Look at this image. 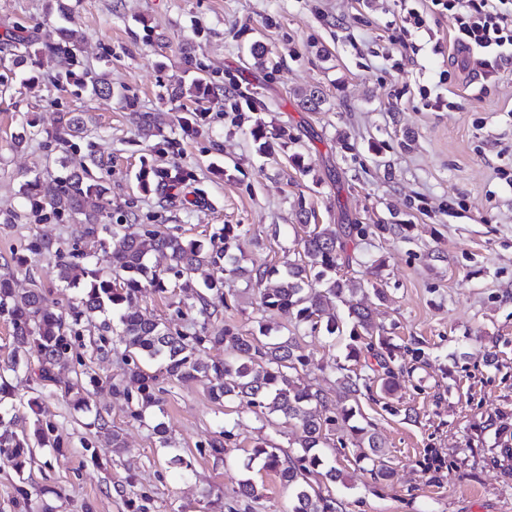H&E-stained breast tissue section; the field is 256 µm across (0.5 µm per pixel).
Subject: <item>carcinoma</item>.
Instances as JSON below:
<instances>
[{"label": "carcinoma", "mask_w": 512, "mask_h": 512, "mask_svg": "<svg viewBox=\"0 0 512 512\" xmlns=\"http://www.w3.org/2000/svg\"><path fill=\"white\" fill-rule=\"evenodd\" d=\"M56 38L38 43L21 34H13L11 42L18 52L15 62L40 63L46 52L73 59L71 49L81 36L68 27L55 28ZM50 83L55 88L73 86L90 88L94 93H112L102 77H79L71 68L57 72ZM82 119L70 112L59 113L53 142L61 153L60 166L65 167L80 152L78 141L84 138ZM109 182L91 175L85 164L71 168L65 176H35L21 184L23 214L11 212L4 222L13 223L24 217L42 221L52 214L65 216L76 224L75 243L69 247L50 239L35 238L27 245L34 256L54 260L59 281L80 288L77 305L70 313H58L55 302L43 289L24 292L14 288L13 279L0 276V315L9 319L13 328V356L8 369L15 372L37 360L38 380L48 385L55 382L54 367L64 361L70 346L69 337L79 335L76 326L82 319L96 314L118 312L117 343L124 346L123 361L129 365L125 377L111 384L112 393L131 403V414L141 417L142 411L158 406L161 399L156 388L159 378L180 382L205 381L211 399L245 400L255 408L259 418L279 417L296 428V436L288 443L290 450L265 442L253 450L251 460L260 459L264 468L275 472L290 493V512H342V502L323 494L320 481L335 483L342 473L326 465L324 448L331 429H343L355 416L361 415L364 399L375 400L393 396L399 375L405 366L399 363L400 347L390 344L380 334L374 311L356 299L360 288L352 278L338 275L341 258L359 260L347 253V238L356 233L366 236L368 228L361 224H303L300 261L282 269L266 268L246 272L237 265L235 250L240 248V235L224 226V248L210 252L197 240L187 239L155 224L146 225L138 233L125 232L122 224H108L112 199ZM97 242L111 251L112 265L122 282L89 268L90 254L78 248V242ZM163 256L170 266L159 269L153 262ZM204 269L212 270L203 280L205 293L194 296L189 310L208 320L218 314L219 307H228L224 295V278L215 273L246 274L257 288L261 312L274 315L286 312L294 316L296 327L304 328L302 336H270L260 339L244 336L236 328L225 326L207 331L185 332L173 329L158 320L144 318L137 301L149 291L168 288L171 273L177 278H191ZM347 308L351 319L345 359L364 361V370L355 371L336 364V395L329 397L307 380L308 360L302 354L304 337L316 335L339 338L342 326L333 303ZM208 349L224 352V357L205 361L200 352ZM158 369H152V366ZM76 410L90 408L83 386L75 382L65 389ZM14 419L0 414V457L22 468L31 453L27 436L12 429ZM351 438L339 439L341 446H353L360 460L371 464V477L376 481L389 479L393 471L386 464L384 442L371 427L350 426ZM237 498L252 501L260 497L257 484L250 478L239 481Z\"/></svg>", "instance_id": "obj_1"}]
</instances>
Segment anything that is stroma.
<instances>
[{"label": "stroma", "mask_w": 512, "mask_h": 512, "mask_svg": "<svg viewBox=\"0 0 512 512\" xmlns=\"http://www.w3.org/2000/svg\"><path fill=\"white\" fill-rule=\"evenodd\" d=\"M67 2L62 21L55 0H0V275H13L19 289L43 285L59 311L77 303L78 289L64 287L52 260L16 264L34 238L72 243L73 224L4 221L21 210L27 176L57 172L49 133L62 111L81 114L92 131L82 153L112 159L113 217L135 213L139 223L164 225L211 250L222 248L223 226H235L245 269L299 259L300 210L319 224L367 225V236L349 247L366 263L384 264L367 281L387 302L373 292L365 300L408 366L391 409L362 403L394 477L371 480L332 432L326 454L343 481L331 493L343 512H512V456L495 430L499 419L512 428V66L485 85L475 66L453 55L427 46L415 56L393 52L398 0ZM62 23L85 37L73 51L76 71L105 75L111 96L54 88L49 79L65 62L49 53L39 66L14 64L7 33L40 37ZM257 43L263 56L252 52ZM443 71L448 104L426 106L419 90L437 88ZM200 77L225 94L199 113L174 92ZM309 89L321 92L320 111L301 105ZM144 112L164 113L159 135L140 131ZM28 118L41 134L15 146ZM263 140L271 145L265 154ZM172 168L181 177L170 203L152 172ZM224 292L228 305L212 325L246 336L263 325L273 335L292 331L285 315L262 318L247 277L225 276ZM189 302L171 287L145 294L139 309L176 324ZM12 350V326L0 316V377L14 388L15 415L38 424L46 443L24 473L0 459V512H288L275 473L243 463L262 440L287 446L292 425L259 420L237 400L215 403L202 382L176 380L162 383L157 419L137 420L110 389L125 365L92 359L84 348L80 359L99 380L88 388L91 404L126 443L117 454L91 427V414L74 410L60 390L79 360L57 366L58 386L45 388L26 370H8ZM305 353L318 383L334 393L326 369L343 358L342 345L310 339ZM157 420L168 444L152 430ZM224 426L232 437L217 458L208 444ZM248 476L260 497L246 507L233 491Z\"/></svg>", "instance_id": "obj_1"}]
</instances>
